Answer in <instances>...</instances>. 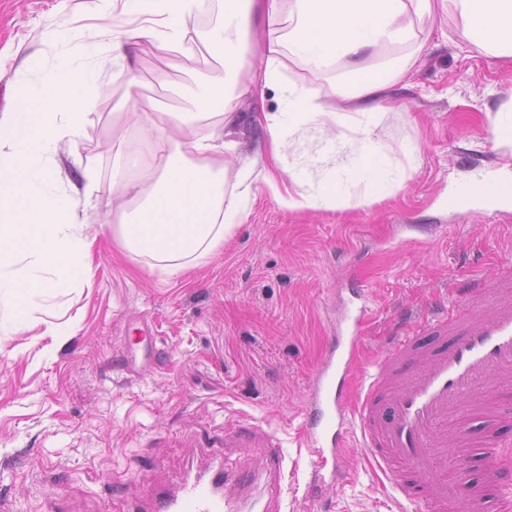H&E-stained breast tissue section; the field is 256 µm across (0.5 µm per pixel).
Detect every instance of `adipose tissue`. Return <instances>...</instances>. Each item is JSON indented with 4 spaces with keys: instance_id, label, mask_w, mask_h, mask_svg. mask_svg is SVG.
<instances>
[{
    "instance_id": "obj_1",
    "label": "adipose tissue",
    "mask_w": 512,
    "mask_h": 512,
    "mask_svg": "<svg viewBox=\"0 0 512 512\" xmlns=\"http://www.w3.org/2000/svg\"><path fill=\"white\" fill-rule=\"evenodd\" d=\"M464 21L470 41L494 59L512 58V0H129L132 18L102 33L112 77L131 78L129 47L149 43L162 54L195 43L224 51V81L201 82L184 112L137 111L112 155V208L119 237L155 268L181 274L207 263L243 223L260 189L288 211L346 209L402 188L420 162L410 140L383 144L385 92L414 72L425 44L409 15H431L434 4ZM217 16L213 26L197 18ZM267 41L260 66L243 46L253 17ZM59 23L47 32L35 65L17 71L31 89L35 112L26 121L0 114V330L28 321L54 292L73 287L87 267L89 240L73 193L57 186L58 148L79 141L95 110L90 85L97 61L74 57ZM381 47L395 53L373 67L363 59ZM316 78L334 76L345 110L322 100L319 88L292 79L289 66ZM271 89L272 112L257 113L270 154L240 153L235 99ZM222 93L220 115L210 108ZM236 160L226 172L225 159ZM275 161L291 187L281 193L267 169Z\"/></svg>"
}]
</instances>
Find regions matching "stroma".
I'll list each match as a JSON object with an SVG mask.
<instances>
[{
  "instance_id": "35a3bbf8",
  "label": "stroma",
  "mask_w": 512,
  "mask_h": 512,
  "mask_svg": "<svg viewBox=\"0 0 512 512\" xmlns=\"http://www.w3.org/2000/svg\"><path fill=\"white\" fill-rule=\"evenodd\" d=\"M95 2L0 0V111L20 109L12 75L61 15L77 50L98 49L104 22ZM420 26L435 36L419 70L386 98L410 119L391 117L379 129L385 142L414 141L420 165L372 204L291 212L261 191L219 254L173 277L124 250L112 232L116 211L79 196L93 242L87 276L50 295L32 323L0 335V502L12 512H127L132 502L150 512L156 491L215 466L228 493L253 475L264 502L266 446L276 442L285 455L283 512H398L354 435L336 482L309 490L303 407L327 337L351 289H364L371 318L354 358L359 384L401 316L417 320L431 300L448 308L450 286L512 260V208L448 207L458 181L504 154L488 139L484 112L512 98V62L487 60L452 13ZM130 65L136 83H120L102 59L92 120L78 143L58 150L62 189L82 186L89 165L111 181L130 104L180 110L190 88L223 71L204 47L165 56L145 42ZM275 107L271 90L239 101L242 155L267 154L254 115ZM58 324L67 335H53ZM125 354L137 377L118 370Z\"/></svg>"
}]
</instances>
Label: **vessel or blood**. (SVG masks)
<instances>
[{
  "instance_id": "b4317fda",
  "label": "vessel or blood",
  "mask_w": 512,
  "mask_h": 512,
  "mask_svg": "<svg viewBox=\"0 0 512 512\" xmlns=\"http://www.w3.org/2000/svg\"><path fill=\"white\" fill-rule=\"evenodd\" d=\"M353 295L357 303L333 327L304 405L305 445L315 457L312 485L328 484L324 464L355 426L368 461L414 512H512V496L501 492L512 483V469L488 466L474 486L448 475L449 423L465 412L481 417L485 433L462 429L458 440L467 449H488L498 446L499 427L512 422V403L500 395L512 383V262L455 289L449 310L425 317L433 342L388 337L376 372L352 397L347 379L370 316L364 290ZM223 486L220 471L185 477L159 493L154 512H238Z\"/></svg>"
}]
</instances>
